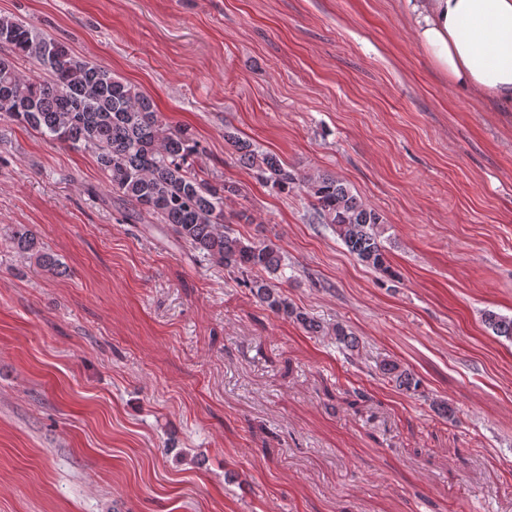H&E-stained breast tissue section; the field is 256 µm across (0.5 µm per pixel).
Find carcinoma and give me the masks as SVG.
<instances>
[{"mask_svg": "<svg viewBox=\"0 0 512 512\" xmlns=\"http://www.w3.org/2000/svg\"><path fill=\"white\" fill-rule=\"evenodd\" d=\"M0 43L11 47L13 56L33 60L43 70L42 77L33 79L16 69L12 56H0L1 121L26 125L49 140L91 151L112 192L131 206L134 218L168 224L185 245L217 265L254 274L251 290L261 303L313 333L324 332L264 278L283 274L280 248L224 230V196L238 189L230 182L213 185L194 168L198 143L188 129L165 126L145 94L59 40L9 16H0ZM224 137L261 180L282 191L301 182L277 156L250 148L231 131H225ZM306 184L311 206L348 252L374 271L396 277L380 241L385 231L381 215L332 177L310 178ZM8 244L35 259L44 274H61L60 262L43 250L30 231L14 228ZM484 322L495 335L512 340L511 317L489 311ZM329 336L344 350L358 347L357 338L340 324L332 327ZM378 367L401 390L415 392L421 386L419 379L393 360L383 359Z\"/></svg>", "mask_w": 512, "mask_h": 512, "instance_id": "carcinoma-1", "label": "carcinoma"}]
</instances>
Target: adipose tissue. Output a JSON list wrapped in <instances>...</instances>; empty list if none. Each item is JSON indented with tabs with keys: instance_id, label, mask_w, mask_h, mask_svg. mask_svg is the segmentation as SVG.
Here are the masks:
<instances>
[{
	"instance_id": "1",
	"label": "adipose tissue",
	"mask_w": 512,
	"mask_h": 512,
	"mask_svg": "<svg viewBox=\"0 0 512 512\" xmlns=\"http://www.w3.org/2000/svg\"><path fill=\"white\" fill-rule=\"evenodd\" d=\"M404 11L449 85L512 112V0H404Z\"/></svg>"
}]
</instances>
